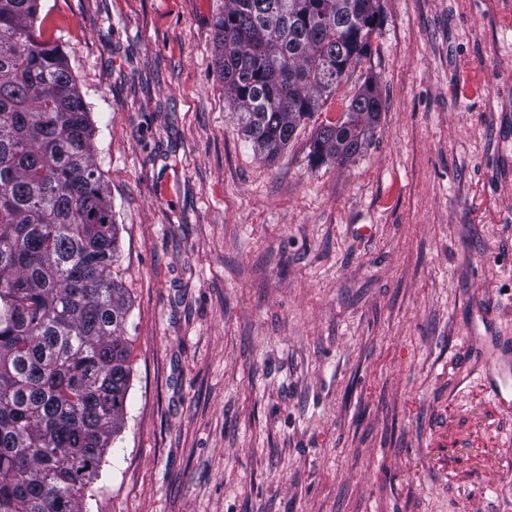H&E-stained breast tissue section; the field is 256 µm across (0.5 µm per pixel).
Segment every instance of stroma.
I'll return each mask as SVG.
<instances>
[{
	"label": "stroma",
	"mask_w": 512,
	"mask_h": 512,
	"mask_svg": "<svg viewBox=\"0 0 512 512\" xmlns=\"http://www.w3.org/2000/svg\"><path fill=\"white\" fill-rule=\"evenodd\" d=\"M226 0H42L90 107L131 297L122 431L87 512H512V0H379L283 154L239 131ZM369 147L314 164L365 80ZM485 340L493 349L492 360L483 376L485 390L503 407L511 409L508 399V380L512 371V345L508 340L498 341L495 336H474L472 341Z\"/></svg>",
	"instance_id": "obj_1"
}]
</instances>
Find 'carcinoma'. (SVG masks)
Here are the masks:
<instances>
[{"mask_svg": "<svg viewBox=\"0 0 512 512\" xmlns=\"http://www.w3.org/2000/svg\"><path fill=\"white\" fill-rule=\"evenodd\" d=\"M40 8L0 0V512H83L124 422L131 305L89 109ZM380 25L376 0H229L218 64L254 153L281 154ZM382 111L365 81L313 162L362 152Z\"/></svg>", "mask_w": 512, "mask_h": 512, "instance_id": "1", "label": "carcinoma"}]
</instances>
